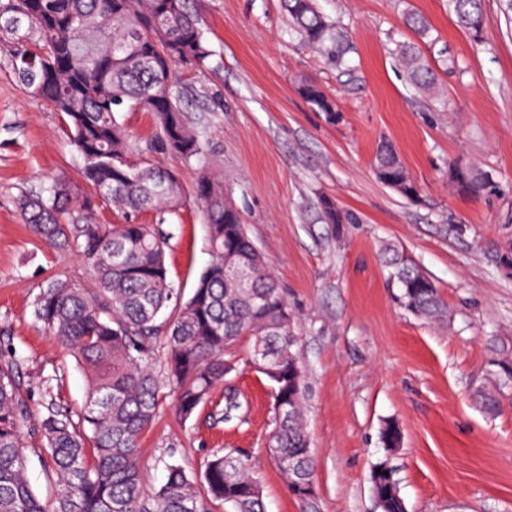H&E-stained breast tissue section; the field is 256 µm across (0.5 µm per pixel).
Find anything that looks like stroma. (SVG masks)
<instances>
[{"label": "stroma", "mask_w": 512, "mask_h": 512, "mask_svg": "<svg viewBox=\"0 0 512 512\" xmlns=\"http://www.w3.org/2000/svg\"><path fill=\"white\" fill-rule=\"evenodd\" d=\"M347 36L346 65L291 25L282 0H189L212 56L184 72L179 91L206 161L222 174L249 236L265 255L294 317L306 374L304 419L315 496L304 503L266 454L273 417L266 377L250 367L248 339L230 379L242 419L213 426L224 390L189 420L164 401L141 440L147 487L175 461L200 472L214 452L252 456L266 512H380L370 482L378 459L398 469L406 512H512V384L496 364L512 354V11L483 0L479 37L458 27L448 0H317ZM432 28L420 47L436 63L439 92L414 88L395 55L415 39L401 15ZM315 82L338 109L313 111L299 92ZM389 141L415 181L407 199L377 181L373 161ZM190 195L165 228L168 278L190 292L209 264L197 166L155 156ZM488 177L492 192L470 195L449 181L453 166ZM84 162L60 117L16 81L0 50V331L27 359L33 382L65 369L61 396L82 402L86 381L33 315L32 302L56 276L91 287L84 259L33 233L22 196L62 180L91 195ZM353 215L327 223L324 200ZM403 250L448 306L439 322L401 308L383 264ZM499 393L488 412L481 391ZM396 421L402 444L385 453L379 434Z\"/></svg>", "instance_id": "stroma-1"}]
</instances>
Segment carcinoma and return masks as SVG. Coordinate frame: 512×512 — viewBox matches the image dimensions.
<instances>
[{"instance_id": "carcinoma-1", "label": "carcinoma", "mask_w": 512, "mask_h": 512, "mask_svg": "<svg viewBox=\"0 0 512 512\" xmlns=\"http://www.w3.org/2000/svg\"><path fill=\"white\" fill-rule=\"evenodd\" d=\"M448 5L458 26L478 36L481 0ZM285 7L307 44L321 48L330 42L336 61L343 62L342 36L316 0H285ZM108 15L112 26L105 28ZM403 20L420 38L431 37L423 16L408 11ZM0 45L9 52L17 81L59 113L96 195L125 213L153 211L161 225L180 209L184 188L169 170L147 159L134 169L125 164L133 143L117 114L129 107L155 115L159 134L146 142L145 154L203 162L204 147L187 120L177 81L179 70L205 68L212 53L187 0H0ZM399 57L414 87L434 85V69L418 47L402 44ZM300 92L318 111L337 116L317 84L305 83ZM396 156L390 143L381 142L375 176L384 185L403 181V196L413 198L417 187L395 165ZM455 185L477 195L486 180L468 170ZM194 193L204 211L211 262L187 298L168 280L169 232L147 224H100L94 201L86 198L72 208L65 184L46 198L22 201L31 230L60 251L79 253L89 268L94 287L57 278L33 301L35 319L82 368L87 391L82 404L67 405L51 384L58 377L43 381V412L31 422L26 358L8 334L0 336V512H214L226 504L234 512H265L246 454L215 453L198 475L169 464L164 483L151 490L144 486L140 461V439L168 396L186 421L222 386L225 405L213 422L233 417L240 403L228 376L237 370L235 346L244 336L252 340L249 363L268 379L273 403L292 408L291 416L272 423L271 455L285 475L290 457L313 472L303 421L305 374L297 346L285 351L292 330L282 323L288 303L228 200L223 178L201 167ZM386 254L399 305L428 318L441 316L445 304L433 281L399 250L388 247ZM161 350L158 375L151 362ZM27 436L38 447L25 445ZM401 442L399 426L385 423V452ZM32 454L55 487L48 499L27 478ZM371 484L381 512H403L389 458L373 466Z\"/></svg>"}]
</instances>
